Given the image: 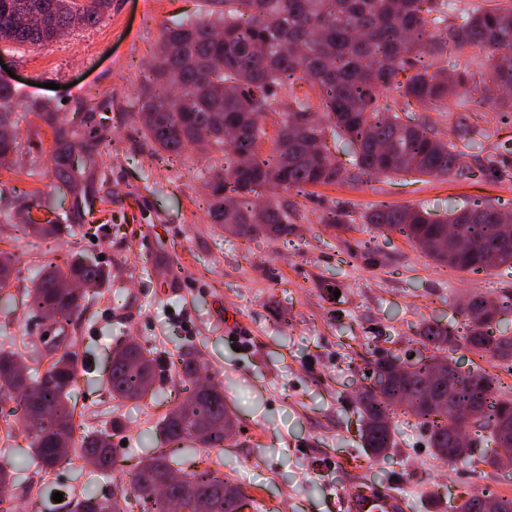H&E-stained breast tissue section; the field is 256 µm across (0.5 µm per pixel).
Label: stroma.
I'll return each instance as SVG.
<instances>
[{
    "label": "stroma",
    "mask_w": 512,
    "mask_h": 512,
    "mask_svg": "<svg viewBox=\"0 0 512 512\" xmlns=\"http://www.w3.org/2000/svg\"><path fill=\"white\" fill-rule=\"evenodd\" d=\"M204 0H112L96 26L78 29L41 48L4 53L17 109V150L0 168V251L13 253L0 310V345L28 356L42 350L45 324L25 306L44 262L77 256L100 263L108 278L83 311L65 325L82 367L70 392L73 444L108 431L122 470L101 477L84 458L44 472L34 463L31 437L0 394V465L14 473L6 489L18 512H53L52 496L70 499L94 488L125 498L128 512H144L128 487L140 460L177 456L184 471L207 460L243 488V512H343L349 494L386 485L409 512H452L471 494L512 499V468L445 462L434 457L412 416L399 415L397 444L387 457L365 453L358 437V398L372 359L414 362L426 349L416 334L425 322L455 331L473 296L512 289V268L480 274L435 262L396 232L379 233L360 221L381 204L425 206L442 219L475 199L512 202V121L495 112L466 111L470 124L489 133L463 148L462 175L420 180L409 173L357 183L322 185L289 196L301 217L287 237L249 241L225 232L206 212L209 172L224 164L223 145L210 142L174 157L150 148L134 116L137 90L154 63L164 27L197 17ZM51 101L75 131L102 126L91 143L99 169L87 193L67 192L52 161L51 129L28 106ZM497 176L478 175L485 155ZM336 207L352 224L332 229L319 217ZM62 214L70 231L50 239L32 235L28 213ZM242 322L246 337L232 332ZM134 339L162 360L193 352L201 374L223 382L235 428L223 451L206 452L194 440L173 442L159 422L185 396L173 371L161 369L154 397L112 398L105 382L112 351ZM445 353L459 371L483 368L501 398L512 399V361L478 357L457 340Z\"/></svg>",
    "instance_id": "stroma-1"
}]
</instances>
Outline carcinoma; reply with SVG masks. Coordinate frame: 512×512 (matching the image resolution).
<instances>
[{
  "label": "carcinoma",
  "instance_id": "1",
  "mask_svg": "<svg viewBox=\"0 0 512 512\" xmlns=\"http://www.w3.org/2000/svg\"><path fill=\"white\" fill-rule=\"evenodd\" d=\"M112 0H0V44L40 48L64 32L97 25ZM211 9L196 19L164 28L158 63L144 76L139 94L144 100L137 116L144 138L154 148L181 155L204 138L223 141L226 129L239 131L233 147L224 151V166L212 172L208 212L224 230L249 240L288 236L295 211L280 194L303 195L316 185L359 182L373 175L415 173L448 177L461 173L464 143L484 136L482 130L457 118L448 134L411 122L409 113L421 108L448 111V98L475 104L512 119V0L472 10L460 0H208ZM465 46L486 52L488 72L477 80L469 72L452 74L439 65L450 50ZM314 88L318 104L293 97L295 87ZM397 95L389 96L390 90ZM288 98L273 110L280 92ZM13 90L0 85V166L10 161L17 135L8 122ZM52 127L57 146L55 165L79 171L95 164L92 151L68 125L67 116L45 105L32 107ZM278 115L276 134L267 136L265 118ZM343 141L350 166L339 163L328 141ZM265 197L267 224H249L256 198ZM510 203L474 200L449 217L435 220L422 207L382 204L362 215L363 223L397 231L436 262L459 271L479 273L497 264H512V242L505 221ZM351 217L330 208L320 223L343 227ZM104 278L103 269L79 258L66 269L46 265L27 296L31 311L50 323L52 336L44 345L52 355L41 375L27 376L20 360L0 347V390L15 397L21 427L32 436L33 460L53 469L71 460L57 447L58 435H72L73 412L65 400L78 378V356L61 333L81 311L80 289L64 293L56 285L77 280L89 288ZM512 312V291L470 299L464 316L465 342L496 359L512 358V336L497 334L496 311ZM421 344L442 350L455 335L437 324L419 327ZM161 366L150 350L128 341L112 352L106 382L112 396L138 400L154 394ZM174 372L194 384L184 400L162 419L168 440L191 439L197 425L224 416V386H197L200 364L185 355L172 363ZM428 364L390 379L381 394L367 389L358 399L360 438L376 455L394 446L393 417L401 410L428 431V445L448 460L458 429L457 406L473 405L474 444L492 443L489 463L512 466V438L497 434L498 424L512 422V399H499L496 379L482 370L467 374L444 408L425 386ZM81 456L97 459L107 476L119 469L107 432L88 435ZM178 465L159 454L139 462L130 473L135 496L153 503V512H173L169 498L181 503L179 512L195 505L173 486L170 496H147L148 488ZM197 497L211 499L212 512H236L239 485L219 469L186 474ZM69 512H125L116 498L86 494Z\"/></svg>",
  "mask_w": 512,
  "mask_h": 512
}]
</instances>
